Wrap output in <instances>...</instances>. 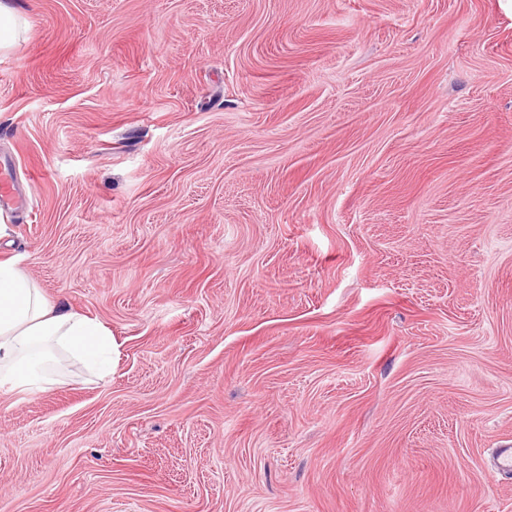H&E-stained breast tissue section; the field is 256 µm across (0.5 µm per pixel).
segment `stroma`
Instances as JSON below:
<instances>
[{"mask_svg":"<svg viewBox=\"0 0 512 512\" xmlns=\"http://www.w3.org/2000/svg\"><path fill=\"white\" fill-rule=\"evenodd\" d=\"M0 260L112 332L0 393V512H512L502 0H13Z\"/></svg>","mask_w":512,"mask_h":512,"instance_id":"1","label":"stroma"}]
</instances>
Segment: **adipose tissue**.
I'll return each instance as SVG.
<instances>
[{"label":"adipose tissue","instance_id":"ef3b65f1","mask_svg":"<svg viewBox=\"0 0 512 512\" xmlns=\"http://www.w3.org/2000/svg\"><path fill=\"white\" fill-rule=\"evenodd\" d=\"M107 373L112 333L98 320L51 304L15 261L0 260V391H47L57 351Z\"/></svg>","mask_w":512,"mask_h":512}]
</instances>
